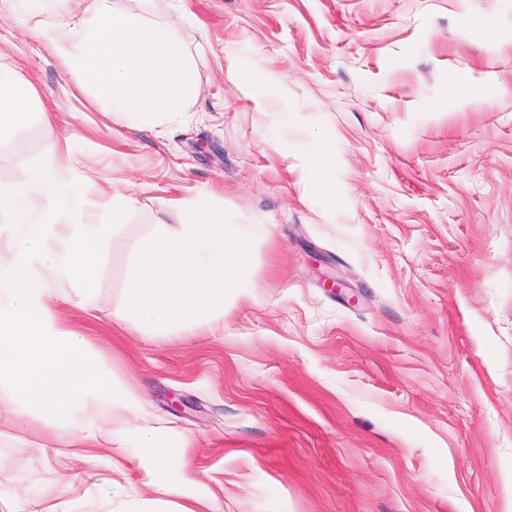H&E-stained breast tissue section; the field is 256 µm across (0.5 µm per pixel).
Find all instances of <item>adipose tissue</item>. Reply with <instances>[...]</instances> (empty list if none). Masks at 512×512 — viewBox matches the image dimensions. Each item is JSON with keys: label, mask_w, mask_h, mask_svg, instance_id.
Masks as SVG:
<instances>
[{"label": "adipose tissue", "mask_w": 512, "mask_h": 512, "mask_svg": "<svg viewBox=\"0 0 512 512\" xmlns=\"http://www.w3.org/2000/svg\"><path fill=\"white\" fill-rule=\"evenodd\" d=\"M32 95L27 80L0 66V122H25ZM335 150V137L329 134L318 151L302 158L304 171L329 202L335 201L339 191L330 164ZM59 203L78 207L82 197L74 184L60 181L55 167L37 166L18 185L0 191V217L13 215L22 206L40 212L41 223L25 227L26 241L35 244L42 240L45 222ZM107 234V225H83L75 239L60 251L44 255L43 261L83 297H90L96 257ZM92 389L108 394L112 384L89 354L85 337L58 320L46 289L24 262L0 265V405L8 406L9 420L16 423L36 415L51 425L69 423ZM132 440L140 460L146 504L159 508L167 505L169 498L182 497L186 503L177 512H219L214 499L197 492L192 480L182 474L186 438L137 425L132 429Z\"/></svg>", "instance_id": "ef3b65f1"}]
</instances>
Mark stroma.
I'll list each match as a JSON object with an SVG mask.
<instances>
[{
	"mask_svg": "<svg viewBox=\"0 0 512 512\" xmlns=\"http://www.w3.org/2000/svg\"><path fill=\"white\" fill-rule=\"evenodd\" d=\"M113 3L174 32L201 93L153 124L112 117L21 0L0 6V58L35 90L28 121L0 128V188L50 160L85 199L38 248L36 213L0 219V264L24 259L115 387L144 394V422L187 436L223 512H512V0ZM330 131L332 205L298 160ZM193 204L248 225L251 289L194 331L140 329L139 244ZM89 221L111 230L82 308L41 252ZM87 424L122 449L134 421L94 396L71 425L0 436L17 512H141L137 465L105 495L104 462L41 451Z\"/></svg>",
	"mask_w": 512,
	"mask_h": 512,
	"instance_id": "1",
	"label": "stroma"
}]
</instances>
